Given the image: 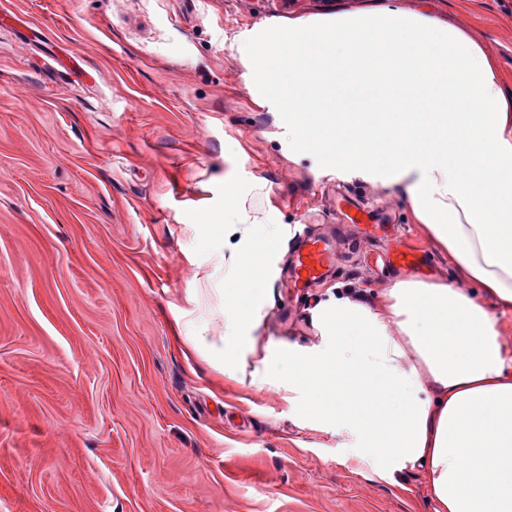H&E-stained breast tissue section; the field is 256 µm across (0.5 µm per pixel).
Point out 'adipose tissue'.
<instances>
[{
    "label": "adipose tissue",
    "mask_w": 512,
    "mask_h": 512,
    "mask_svg": "<svg viewBox=\"0 0 512 512\" xmlns=\"http://www.w3.org/2000/svg\"><path fill=\"white\" fill-rule=\"evenodd\" d=\"M255 69L299 147L407 185L412 210L456 269L452 283L399 281L313 311L323 343L289 356V385L315 420L356 437L384 473L416 472L433 512H512V102L496 65L452 27L386 9L289 27ZM217 354L259 313V255L242 257ZM482 297H475V290Z\"/></svg>",
    "instance_id": "obj_1"
}]
</instances>
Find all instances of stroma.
Segmentation results:
<instances>
[{
    "instance_id": "stroma-1",
    "label": "stroma",
    "mask_w": 512,
    "mask_h": 512,
    "mask_svg": "<svg viewBox=\"0 0 512 512\" xmlns=\"http://www.w3.org/2000/svg\"><path fill=\"white\" fill-rule=\"evenodd\" d=\"M389 7L476 42L512 97L500 0H0V512H431L288 389L319 302L398 281L384 244H343L293 307L280 276L294 229L338 223L333 185L392 214L417 275L455 270L403 184L298 148L253 72L278 30ZM259 242L230 373L212 348Z\"/></svg>"
}]
</instances>
